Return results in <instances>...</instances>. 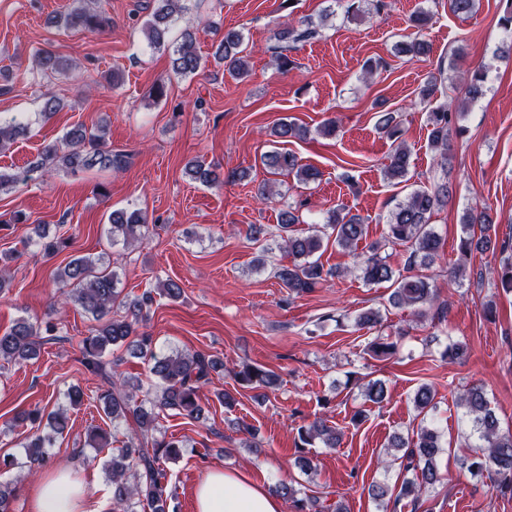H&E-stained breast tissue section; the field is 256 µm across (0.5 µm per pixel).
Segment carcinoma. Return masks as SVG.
<instances>
[{
  "mask_svg": "<svg viewBox=\"0 0 512 512\" xmlns=\"http://www.w3.org/2000/svg\"><path fill=\"white\" fill-rule=\"evenodd\" d=\"M156 7L144 23V34L148 45L156 50H171V71L180 76L195 75L205 68V62L195 49L198 28L188 27L180 34L179 42L171 40L173 17L186 10L185 0H154ZM95 0H72V6L59 22L66 27L81 26L85 31L96 33L111 24L106 12L94 6ZM430 20L427 11H419L411 18L416 34L411 40L400 44L398 52L412 58L426 57L431 45L425 39L424 30ZM318 30L310 22H300L296 27L289 24L274 33V37L285 43H298L315 38ZM243 42L241 32L229 30L224 33L215 55L224 63L231 76L244 78L249 74V64L241 56ZM34 66L45 74H62L68 65L56 55L43 51L33 61ZM486 81L480 69L471 71L465 79V96L475 101L483 95ZM439 88L437 82L430 81L419 92L420 103L431 106L427 122L429 143L439 154L440 166L448 165V131L455 122L460 105L453 98L436 106ZM378 127L393 142V149L384 168V176L389 179H402L409 171L411 152L402 139L400 122L391 112L379 116ZM20 124H0V151L23 134ZM277 137L286 141L298 138L305 129L296 123L285 120L277 124ZM262 165L272 175H294L297 181L309 183L318 180L321 172L299 162L291 152L273 150L261 156ZM127 165L126 155L112 151L107 143L106 129L102 125L90 129L77 125L68 130L60 139L45 144L36 159L21 174H8L0 171V193L13 188L19 181L44 177L52 171L77 174L98 169L119 171ZM189 171L194 179L213 184L225 178H244V173L230 171L226 176L204 161L195 159L189 163ZM450 190L448 183L436 182L412 191L407 199L392 211L385 243L406 247L403 268H394L386 258L378 254L380 246L372 247L367 256H357L353 271L367 284L389 283L393 290L388 302L394 308L412 307L416 317L424 316L422 307L434 304L438 299L437 290L429 277L417 273L419 269L431 267L440 258L442 242L431 227L433 216L448 205ZM112 241L132 245L142 241L149 231L147 215L140 210L117 209L109 215ZM300 223L295 208L287 206L279 212L277 231L279 249L293 258L288 265L273 266V275L288 294L302 296L312 292L333 275L324 268L316 253L323 242L333 240L336 246L353 252L367 233V224L358 214L341 207L330 212L326 222L307 230L296 229ZM462 236L459 239L457 267L454 277L466 273L473 254L494 251L508 244L497 241L496 224L487 210L468 208L461 217ZM41 250L54 255L69 246L70 238L48 237L40 226L33 227ZM57 279L61 287L67 289L66 298L78 304L81 309L98 322L92 334L82 342V364L90 372L105 379L109 388L102 391L99 401L104 412L112 421L133 420L138 429L137 442H131L117 449L110 460L112 479V500L120 512H169V481L162 467L164 461L179 455L182 444L178 440H157L153 432L157 430L159 412L171 411L176 415L198 420L202 416L199 403L200 391L211 380V374L224 368V362L211 355L197 352L184 355L179 352L159 355L154 351L153 336L146 332L137 333V326L145 312L153 303L152 293L145 291L134 298L120 297L117 288L116 272L105 266L102 259L91 256L71 258ZM58 323L48 320L44 325H35L26 319L17 320L4 334H0V360L22 362L36 358L42 345L57 338ZM125 349L137 357H144L150 364V372L158 380L153 396L140 402L134 392L140 385L125 378L117 377L112 369L119 365L121 357L114 352ZM377 357L395 354L397 343L386 338L376 337L369 346ZM113 358H108V355ZM242 385L264 390H274L279 385V377L271 370L244 363L234 372ZM364 400L376 405L382 404L387 396L385 384L380 380H370L363 386ZM413 402L421 416L415 438L405 439L395 434L390 439V447L404 450L401 459L404 467L415 473V479L403 483L398 492H393L386 484H373L369 496L379 502L393 500L398 506L406 498H416L422 490L440 481L437 458L442 451L440 434L430 417L435 408V392L427 386H420L414 393ZM458 403L464 409L471 423L469 437L475 439L479 451L459 460L461 467L474 475L487 474L498 488L512 491V433L501 430L499 418L491 407L486 392L480 386H472L458 396ZM68 426L66 410L60 408L46 417L49 432L37 436L25 446V455L30 466L38 468L46 461V448L56 437L63 434ZM299 447L313 448L320 442L326 448L340 446L341 434L328 426L325 421L316 419L298 429ZM279 495L293 503L297 512L316 509L318 512H346L340 503L328 504L324 500L306 501L297 498L292 484L279 485Z\"/></svg>",
  "mask_w": 512,
  "mask_h": 512,
  "instance_id": "carcinoma-1",
  "label": "carcinoma"
}]
</instances>
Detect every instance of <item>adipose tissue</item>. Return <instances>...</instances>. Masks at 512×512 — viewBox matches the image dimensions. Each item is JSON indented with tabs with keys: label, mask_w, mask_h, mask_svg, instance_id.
Here are the masks:
<instances>
[{
	"label": "adipose tissue",
	"mask_w": 512,
	"mask_h": 512,
	"mask_svg": "<svg viewBox=\"0 0 512 512\" xmlns=\"http://www.w3.org/2000/svg\"><path fill=\"white\" fill-rule=\"evenodd\" d=\"M195 512H282V502L245 471H209L194 490ZM29 512H102L69 468L47 470L29 495Z\"/></svg>",
	"instance_id": "adipose-tissue-1"
}]
</instances>
